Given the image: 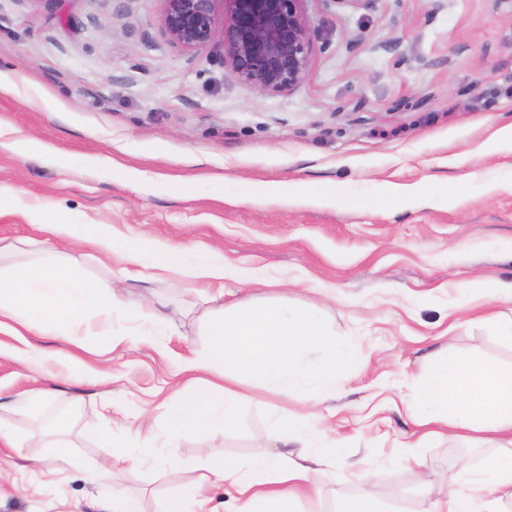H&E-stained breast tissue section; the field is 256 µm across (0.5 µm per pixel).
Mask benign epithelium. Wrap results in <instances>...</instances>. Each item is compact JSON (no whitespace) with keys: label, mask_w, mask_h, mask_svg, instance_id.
Returning a JSON list of instances; mask_svg holds the SVG:
<instances>
[{"label":"benign epithelium","mask_w":512,"mask_h":512,"mask_svg":"<svg viewBox=\"0 0 512 512\" xmlns=\"http://www.w3.org/2000/svg\"><path fill=\"white\" fill-rule=\"evenodd\" d=\"M161 25L169 40L188 51L207 49L216 38L224 66L260 94H279L302 84L310 71L312 32L301 0H161Z\"/></svg>","instance_id":"7a95c632"}]
</instances>
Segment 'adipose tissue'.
<instances>
[{"label":"adipose tissue","instance_id":"obj_1","mask_svg":"<svg viewBox=\"0 0 512 512\" xmlns=\"http://www.w3.org/2000/svg\"><path fill=\"white\" fill-rule=\"evenodd\" d=\"M32 225L50 234L51 246L33 260L13 262L0 246V320L54 336L96 316L111 320L112 287L89 276L82 264L61 262L55 246L80 241L108 257L144 261L153 273H179L220 281L223 264L189 249L152 240L118 236L109 224H73L61 212H30ZM211 346L190 361L188 379L165 408V448L169 469L178 464L179 443L188 433L235 424L251 386L298 396L308 410L298 420L277 419L271 448L244 463L215 461L200 467L188 488L171 496L163 512H210L207 492L222 482L236 496L225 512H300L313 475L335 462L340 446L316 417L315 409L334 396L345 373L359 362L354 345L337 343L316 312L286 304L244 301L213 310L208 318ZM322 350L315 362L312 350ZM222 399H215L216 390ZM418 441L451 437L487 454L480 468L460 465L463 489H451L431 512H500L512 503V364L503 365L455 350L431 354L406 403Z\"/></svg>","mask_w":512,"mask_h":512}]
</instances>
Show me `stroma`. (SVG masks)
Segmentation results:
<instances>
[{
    "label": "stroma",
    "mask_w": 512,
    "mask_h": 512,
    "mask_svg": "<svg viewBox=\"0 0 512 512\" xmlns=\"http://www.w3.org/2000/svg\"><path fill=\"white\" fill-rule=\"evenodd\" d=\"M313 32L310 72L297 88L259 95L223 63V46L199 52L173 45L161 27V0H0V129L51 144L57 163L0 147V240H45L26 210L40 203L78 224H110L223 258V286L148 270L125 276L87 244L64 258L112 284L116 305L139 320L112 319L120 344L96 336L0 329V399L50 392L39 415L15 418V447L0 450V512H98L111 492L136 497L141 512L166 499L212 459L264 453L276 417L301 403L248 389L233 427L190 434L180 466L153 461L132 428L164 427V406L186 379L184 364L206 352L212 296L317 309L360 363L317 413L342 447L322 468L304 512H336L368 494L429 478L442 496L461 462L483 452L434 438L415 444L404 402L427 353L512 361L477 283L512 281V0H301ZM136 171L122 179L109 165ZM224 178L223 194L211 188ZM192 183L190 194L172 189ZM322 182L334 202L259 198ZM409 188L394 200L388 185ZM241 271L264 284L239 281ZM176 325L163 334L154 321ZM92 377L66 379L72 360ZM81 399L71 440L75 465L40 443L41 425L70 397ZM142 454L133 473L115 466L93 484L106 443Z\"/></svg>",
    "instance_id": "stroma-1"
}]
</instances>
